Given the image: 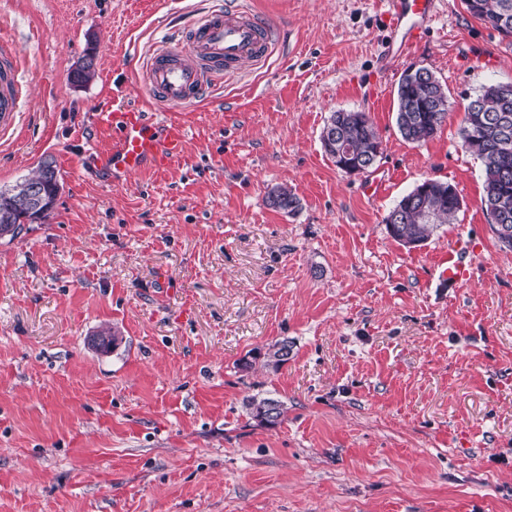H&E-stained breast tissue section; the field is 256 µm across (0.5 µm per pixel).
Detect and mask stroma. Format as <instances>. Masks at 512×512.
<instances>
[{"mask_svg": "<svg viewBox=\"0 0 512 512\" xmlns=\"http://www.w3.org/2000/svg\"><path fill=\"white\" fill-rule=\"evenodd\" d=\"M224 2L0 0L29 88L0 189L45 157L62 184L46 223L0 241V512H512V250L458 135L483 86L512 82V46L463 0H440L395 58L385 0H246L276 49L200 106L154 113L186 127L182 158L129 178L93 167L111 146L99 105L141 102L157 43ZM89 52L96 75L76 85ZM419 67L450 107L412 143L396 92ZM337 110L382 139L368 175L322 149ZM370 176L381 196L362 193ZM427 179L463 206L406 247L384 218ZM278 184L296 214L267 205ZM461 247L451 288L439 273ZM282 339L278 371L244 369ZM258 393L287 404L277 424L247 416Z\"/></svg>", "mask_w": 512, "mask_h": 512, "instance_id": "35a3bbf8", "label": "stroma"}]
</instances>
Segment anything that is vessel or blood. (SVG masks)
I'll use <instances>...</instances> for the list:
<instances>
[{"mask_svg":"<svg viewBox=\"0 0 512 512\" xmlns=\"http://www.w3.org/2000/svg\"><path fill=\"white\" fill-rule=\"evenodd\" d=\"M438 0H388L392 34L407 47L422 38L437 16ZM276 42L271 28L252 11L224 5L200 13L178 38L162 41L141 68L151 106L195 105L216 80L264 63ZM25 96L19 56L0 51V138L14 133ZM151 107L102 106L94 115L98 131L112 137V149L93 157L94 166L138 173L145 165L164 170L177 162L187 132L176 121L154 122Z\"/></svg>","mask_w":512,"mask_h":512,"instance_id":"1","label":"vessel or blood"}]
</instances>
